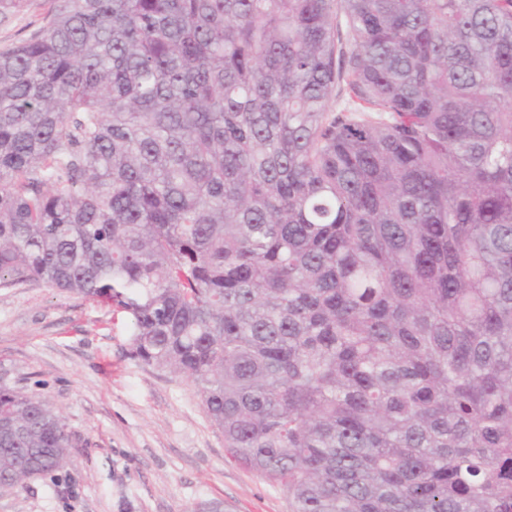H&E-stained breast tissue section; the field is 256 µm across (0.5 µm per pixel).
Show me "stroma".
I'll return each instance as SVG.
<instances>
[{"instance_id": "1", "label": "stroma", "mask_w": 512, "mask_h": 512, "mask_svg": "<svg viewBox=\"0 0 512 512\" xmlns=\"http://www.w3.org/2000/svg\"><path fill=\"white\" fill-rule=\"evenodd\" d=\"M49 7L0 14V50L38 34ZM129 349L110 305L37 281L0 287V374L59 408L73 438L66 483L0 489V512H289L285 489L228 456L195 385Z\"/></svg>"}]
</instances>
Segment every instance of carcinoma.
<instances>
[{
  "instance_id": "cac0c4a2",
  "label": "carcinoma",
  "mask_w": 512,
  "mask_h": 512,
  "mask_svg": "<svg viewBox=\"0 0 512 512\" xmlns=\"http://www.w3.org/2000/svg\"><path fill=\"white\" fill-rule=\"evenodd\" d=\"M30 280L123 313L290 512H512V0H63L0 50ZM71 448L0 383L1 488Z\"/></svg>"
}]
</instances>
